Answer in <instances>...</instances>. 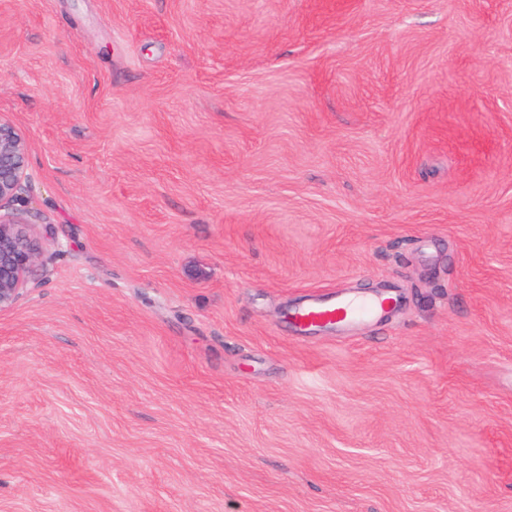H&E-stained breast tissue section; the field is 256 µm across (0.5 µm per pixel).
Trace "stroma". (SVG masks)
<instances>
[{
  "label": "stroma",
  "mask_w": 512,
  "mask_h": 512,
  "mask_svg": "<svg viewBox=\"0 0 512 512\" xmlns=\"http://www.w3.org/2000/svg\"><path fill=\"white\" fill-rule=\"evenodd\" d=\"M1 112L0 512H512V0H0ZM26 153L24 136L0 113V312L22 297L38 254L22 209L31 192ZM390 305L387 297H346L341 300H312L292 313L291 322L300 330L329 328L349 324L385 313Z\"/></svg>",
  "instance_id": "35a3bbf8"
}]
</instances>
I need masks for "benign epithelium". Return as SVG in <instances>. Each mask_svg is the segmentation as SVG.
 Here are the masks:
<instances>
[{
	"instance_id": "benign-epithelium-1",
	"label": "benign epithelium",
	"mask_w": 512,
	"mask_h": 512,
	"mask_svg": "<svg viewBox=\"0 0 512 512\" xmlns=\"http://www.w3.org/2000/svg\"><path fill=\"white\" fill-rule=\"evenodd\" d=\"M26 153L24 136L0 113V312L22 297L37 260L31 225L23 217L31 192Z\"/></svg>"
}]
</instances>
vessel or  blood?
I'll list each match as a JSON object with an SVG mask.
<instances>
[{
  "label": "vessel or blood",
  "mask_w": 512,
  "mask_h": 512,
  "mask_svg": "<svg viewBox=\"0 0 512 512\" xmlns=\"http://www.w3.org/2000/svg\"><path fill=\"white\" fill-rule=\"evenodd\" d=\"M389 305V299L380 296L347 297L338 301L313 300L293 312L292 323L301 330L329 328L382 315Z\"/></svg>",
  "instance_id": "vessel-or-blood-1"
}]
</instances>
